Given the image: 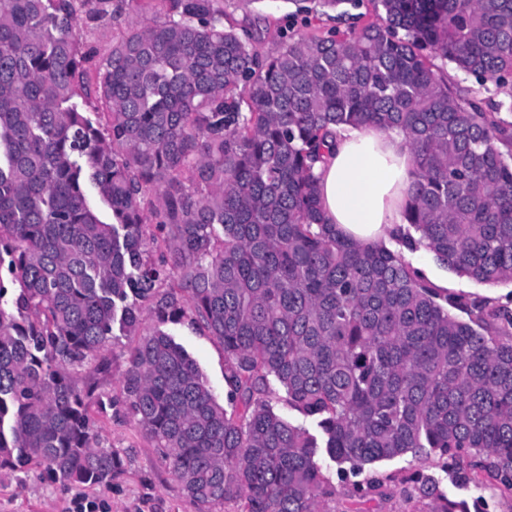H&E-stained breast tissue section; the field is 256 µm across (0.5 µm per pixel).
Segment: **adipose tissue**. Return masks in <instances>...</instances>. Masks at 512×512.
Listing matches in <instances>:
<instances>
[{
	"label": "adipose tissue",
	"instance_id": "adipose-tissue-1",
	"mask_svg": "<svg viewBox=\"0 0 512 512\" xmlns=\"http://www.w3.org/2000/svg\"><path fill=\"white\" fill-rule=\"evenodd\" d=\"M316 173L326 221L346 235L370 244L389 240L403 226L414 163L398 132H339L327 162Z\"/></svg>",
	"mask_w": 512,
	"mask_h": 512
}]
</instances>
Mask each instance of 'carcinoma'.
<instances>
[{
	"mask_svg": "<svg viewBox=\"0 0 512 512\" xmlns=\"http://www.w3.org/2000/svg\"><path fill=\"white\" fill-rule=\"evenodd\" d=\"M161 2L98 64L103 133L78 102L76 0H0V469L112 482L98 382L70 369L118 330L139 336L123 404L201 512H330L324 456L342 476L433 457L512 497V299L451 293L341 235L314 173L338 128L399 132L416 173L399 243L512 284V101L488 111L434 63L511 86L512 0H368L376 20L284 35L264 60L222 0ZM291 2L329 19L360 6ZM147 314L222 343L231 410ZM273 383L317 433L275 411ZM407 480L413 512H481Z\"/></svg>",
	"mask_w": 512,
	"mask_h": 512,
	"instance_id": "obj_1",
	"label": "carcinoma"
}]
</instances>
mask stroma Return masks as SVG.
<instances>
[{
    "label": "stroma",
    "instance_id": "35a3bbf8",
    "mask_svg": "<svg viewBox=\"0 0 512 512\" xmlns=\"http://www.w3.org/2000/svg\"><path fill=\"white\" fill-rule=\"evenodd\" d=\"M293 10L291 0H254L253 4L233 8L232 13L239 27L251 33L253 47L261 55L271 56L280 46L277 30L291 26ZM155 14V9H143L132 2L124 6L118 25H137ZM115 26L89 19L82 22L81 51L87 58L84 83L89 93L81 99L80 104L89 113L104 109L95 91L96 66L112 48ZM418 266L432 284L446 285L454 293L498 298L512 292V287L507 285L491 287L457 277L428 252L419 255ZM163 329L197 361L218 403L226 404L222 345L207 332L185 321L164 323ZM134 342L135 338L131 335L113 337L105 352L109 369L98 377L99 401L93 408L97 444L117 452L123 461L122 469L111 485L88 488L63 483L39 468L4 469L0 470V512H69L73 500L79 496L97 501L99 512H199L198 505L173 480L151 441L116 404L122 396L123 379L128 369V350ZM410 470L430 473L434 465L432 460L426 458L375 464L369 473L383 480L380 494L363 505L353 497L350 485L338 482L336 500L331 504L333 512H358L362 506L368 512H410L409 486L404 481Z\"/></svg>",
    "mask_w": 512,
    "mask_h": 512
}]
</instances>
